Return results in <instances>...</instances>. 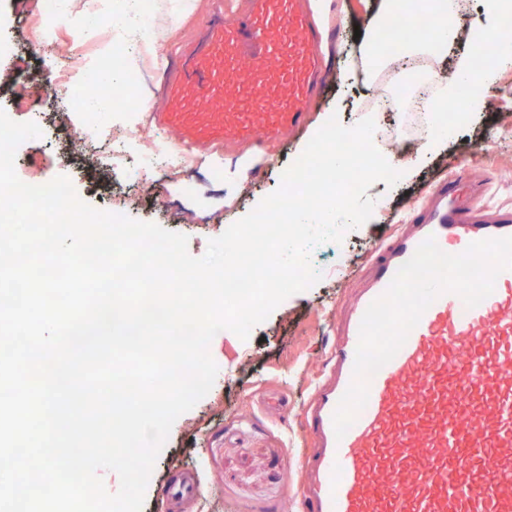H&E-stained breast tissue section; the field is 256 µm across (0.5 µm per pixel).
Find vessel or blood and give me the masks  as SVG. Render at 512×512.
I'll list each match as a JSON object with an SVG mask.
<instances>
[{
	"label": "vessel or blood",
	"instance_id": "obj_1",
	"mask_svg": "<svg viewBox=\"0 0 512 512\" xmlns=\"http://www.w3.org/2000/svg\"><path fill=\"white\" fill-rule=\"evenodd\" d=\"M319 31L304 0H248L212 25L184 82L169 84L168 125L183 143L276 139L301 127L317 90ZM458 176L394 237L339 324L330 377L305 411L304 512H512V269L475 307L435 300L395 357L369 381L365 407L343 438L333 414L353 381L368 306L427 238L449 254L512 236V212L483 217Z\"/></svg>",
	"mask_w": 512,
	"mask_h": 512
}]
</instances>
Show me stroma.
Returning a JSON list of instances; mask_svg holds the SVG:
<instances>
[{"label": "stroma", "mask_w": 512, "mask_h": 512, "mask_svg": "<svg viewBox=\"0 0 512 512\" xmlns=\"http://www.w3.org/2000/svg\"><path fill=\"white\" fill-rule=\"evenodd\" d=\"M36 0H0V110L13 121L37 123L42 137L18 148L15 170L25 183L41 186L67 176L80 199L99 210H122L187 236L190 255L203 256L209 239L220 236L267 195L329 116L349 126L372 111L374 98L387 96L381 113L380 146L407 138L403 160L415 167L395 187L372 184L368 196L384 195L385 207L371 223L349 231L342 243L313 248L318 283L292 295L254 327L248 339L218 332L209 352L218 373L209 393L179 416L149 478L143 512H162L160 489L172 472L191 469L197 494L177 504V512H301V454L309 437L302 411L314 386L328 373L336 346V322L372 277L371 260L397 231L429 204L431 188L451 174L464 173L483 192L486 214L512 210V69H500L480 112L457 128L427 158L418 153L426 139L413 127L410 101L420 84L393 89L399 63L372 70L363 60L361 36L373 27L379 0H307L322 34L325 85L312 106L307 126L279 143L213 144L193 153L181 178L149 183L127 180L122 170L101 164L112 142L126 131L141 133L126 145L129 156L155 147L176 151L179 132L164 124V88L182 64L181 51L202 41L210 17L244 0H151L147 42L130 51L134 71L143 75L132 87L136 112L111 104L89 111L70 104L65 89L107 65L118 42L93 0H61L62 31L74 47L60 61L52 30L35 18ZM87 127L95 135L75 147ZM191 193H183V182Z\"/></svg>", "instance_id": "1"}]
</instances>
